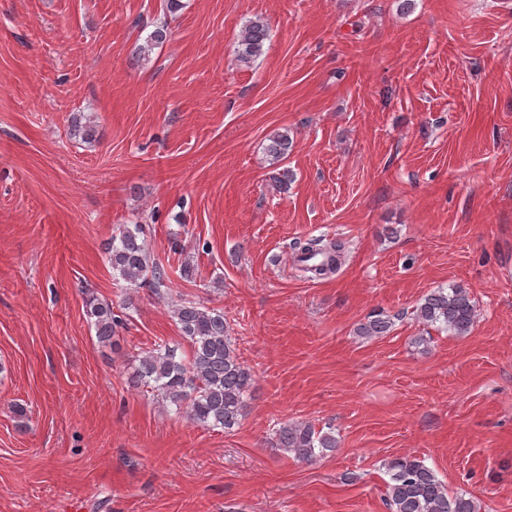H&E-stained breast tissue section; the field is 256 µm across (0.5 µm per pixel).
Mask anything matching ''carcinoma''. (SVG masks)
Here are the masks:
<instances>
[{
  "instance_id": "carcinoma-1",
  "label": "carcinoma",
  "mask_w": 512,
  "mask_h": 512,
  "mask_svg": "<svg viewBox=\"0 0 512 512\" xmlns=\"http://www.w3.org/2000/svg\"><path fill=\"white\" fill-rule=\"evenodd\" d=\"M269 28L261 19L244 26L237 41L236 57L250 64L264 53ZM292 141L286 132L269 137L266 153L276 164L288 155ZM105 254L118 280L133 288L155 291L166 286L168 273L163 264L151 259L143 227L126 224L105 243ZM296 254L311 259L300 271L322 279L342 265L345 246L341 242L325 244L319 237L294 242ZM87 322L98 343L118 347L123 320L114 314L112 304L100 300L93 291H85ZM175 324L188 343L189 354L157 345L134 359L130 376L134 387L147 386L158 392L176 409L185 412L194 424L233 430L247 415L255 374L237 353L235 338L229 333L224 313L194 300H185L172 310ZM414 318L425 326L437 327L456 336L467 335L476 319L469 293L461 286L435 288L419 299ZM393 316L374 311L356 327V335L367 339L388 335ZM275 446L303 463H313L336 451L338 441L333 429H318L306 423H282L275 432ZM388 480L382 501L386 512H478L473 497L449 493L437 473L422 460L398 457L384 463Z\"/></svg>"
}]
</instances>
